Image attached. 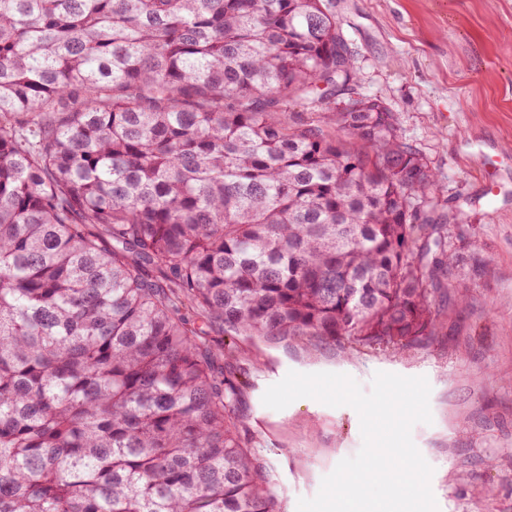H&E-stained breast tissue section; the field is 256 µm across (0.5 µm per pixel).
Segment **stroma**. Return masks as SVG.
<instances>
[{
  "label": "stroma",
  "mask_w": 512,
  "mask_h": 512,
  "mask_svg": "<svg viewBox=\"0 0 512 512\" xmlns=\"http://www.w3.org/2000/svg\"><path fill=\"white\" fill-rule=\"evenodd\" d=\"M333 2L362 92L443 188L451 263L431 297L436 336L405 352L240 339L241 436L265 460L280 512H297L359 451V416L310 398L277 411L266 389L292 370L343 373L366 390L378 372L423 376L432 421L412 438L439 512H512V0ZM487 142L500 156L484 154Z\"/></svg>",
  "instance_id": "obj_1"
}]
</instances>
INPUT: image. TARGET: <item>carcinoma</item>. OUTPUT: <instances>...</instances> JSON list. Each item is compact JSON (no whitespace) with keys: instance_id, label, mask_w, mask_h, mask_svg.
<instances>
[{"instance_id":"cac0c4a2","label":"carcinoma","mask_w":512,"mask_h":512,"mask_svg":"<svg viewBox=\"0 0 512 512\" xmlns=\"http://www.w3.org/2000/svg\"><path fill=\"white\" fill-rule=\"evenodd\" d=\"M329 2L0 0V512H275L239 337L435 335L440 188Z\"/></svg>"}]
</instances>
